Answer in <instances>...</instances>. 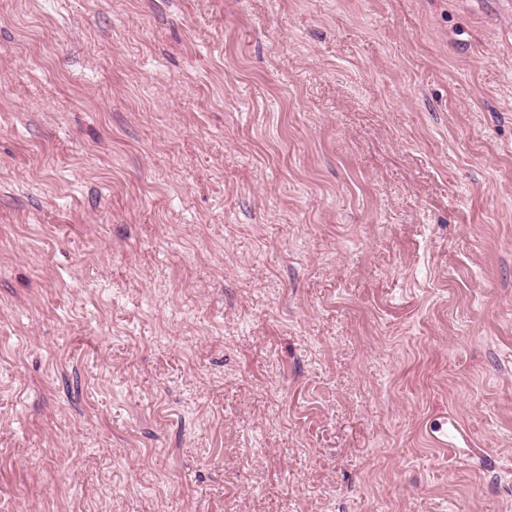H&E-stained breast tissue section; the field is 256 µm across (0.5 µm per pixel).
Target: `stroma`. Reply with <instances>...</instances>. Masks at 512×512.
I'll return each mask as SVG.
<instances>
[{
  "mask_svg": "<svg viewBox=\"0 0 512 512\" xmlns=\"http://www.w3.org/2000/svg\"><path fill=\"white\" fill-rule=\"evenodd\" d=\"M0 512H512V0H0Z\"/></svg>",
  "mask_w": 512,
  "mask_h": 512,
  "instance_id": "35a3bbf8",
  "label": "stroma"
}]
</instances>
